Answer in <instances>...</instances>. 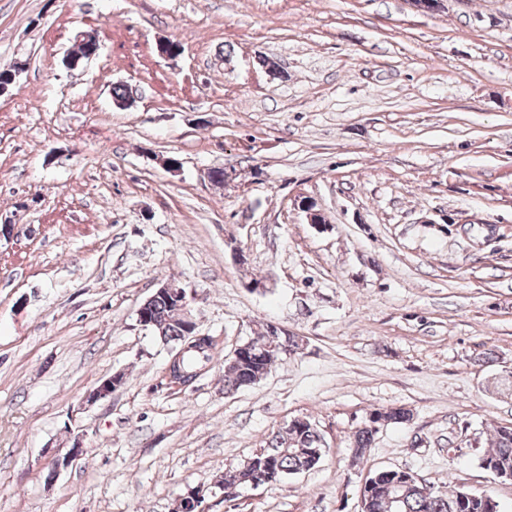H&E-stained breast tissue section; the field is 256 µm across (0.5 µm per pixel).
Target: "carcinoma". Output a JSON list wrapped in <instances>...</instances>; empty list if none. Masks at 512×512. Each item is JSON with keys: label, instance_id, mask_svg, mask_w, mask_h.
Returning a JSON list of instances; mask_svg holds the SVG:
<instances>
[{"label": "carcinoma", "instance_id": "1", "mask_svg": "<svg viewBox=\"0 0 512 512\" xmlns=\"http://www.w3.org/2000/svg\"><path fill=\"white\" fill-rule=\"evenodd\" d=\"M186 298L182 290L153 293L145 302L152 325L149 329L166 344L182 352L180 360L167 367L169 386H188L206 365L214 360L213 337H189L186 322L177 302ZM270 326L252 336L253 345L246 356L234 363H224V393L232 394L260 382L272 365L287 356L281 347L268 342ZM351 438L352 462L361 460L371 448L379 429L390 424L407 425L413 415L404 407L377 408L370 412ZM326 454L320 432L311 421L290 426L272 434L266 445L241 467L228 469L224 479V500L233 501L237 490L261 474L276 486L291 475L310 470ZM478 465L494 477L512 480V426L498 427L489 446L477 456ZM361 512H499L496 500L488 493L464 488L440 490L426 487L409 471L382 469L370 474L361 487Z\"/></svg>", "mask_w": 512, "mask_h": 512}]
</instances>
